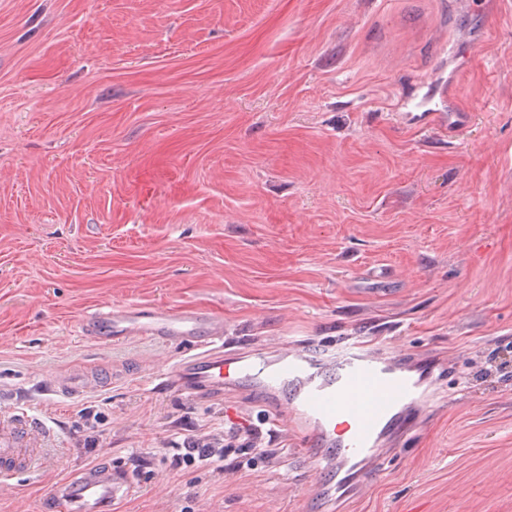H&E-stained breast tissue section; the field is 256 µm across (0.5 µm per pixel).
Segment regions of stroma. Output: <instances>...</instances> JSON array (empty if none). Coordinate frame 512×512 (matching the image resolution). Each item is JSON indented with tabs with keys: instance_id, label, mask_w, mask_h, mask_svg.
Instances as JSON below:
<instances>
[{
	"instance_id": "1",
	"label": "stroma",
	"mask_w": 512,
	"mask_h": 512,
	"mask_svg": "<svg viewBox=\"0 0 512 512\" xmlns=\"http://www.w3.org/2000/svg\"><path fill=\"white\" fill-rule=\"evenodd\" d=\"M111 306L433 365L335 512H512V0H0V411L54 430L0 512L94 465L113 512H323L250 382L181 391L191 347L82 334ZM75 368L114 377L52 394ZM214 424L223 470L172 475Z\"/></svg>"
}]
</instances>
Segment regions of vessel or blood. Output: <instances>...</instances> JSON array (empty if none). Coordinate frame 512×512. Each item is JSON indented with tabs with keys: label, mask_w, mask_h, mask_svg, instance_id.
Returning <instances> with one entry per match:
<instances>
[{
	"label": "vessel or blood",
	"mask_w": 512,
	"mask_h": 512,
	"mask_svg": "<svg viewBox=\"0 0 512 512\" xmlns=\"http://www.w3.org/2000/svg\"><path fill=\"white\" fill-rule=\"evenodd\" d=\"M82 330L106 343L140 337L195 347L196 355L171 372L176 386L190 394L220 396L246 378L262 399L288 394L303 451L329 476L314 483L312 492L329 503L336 500L339 476L354 467L364 477L376 470L385 431L404 408L423 397L421 380L412 369L356 343L347 344L330 363L300 348H282L272 357L249 362L225 355L223 319L160 308L111 307L88 317ZM49 386L68 398L94 388L92 377L82 369L65 372ZM49 436L48 427L26 409L1 413L0 485L30 468ZM133 487L131 473L90 467L76 480L52 487L48 496L54 512H110Z\"/></svg>",
	"instance_id": "b4317fda"
}]
</instances>
